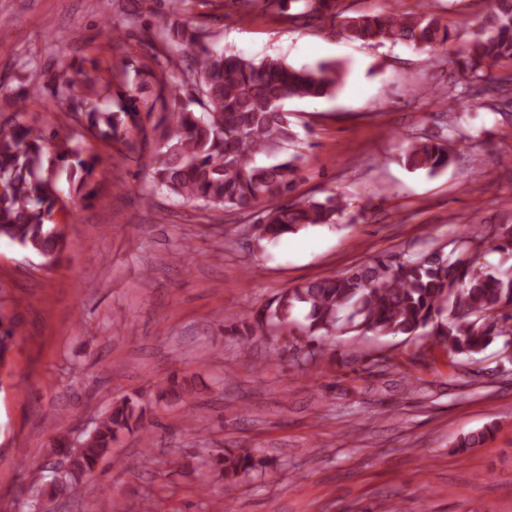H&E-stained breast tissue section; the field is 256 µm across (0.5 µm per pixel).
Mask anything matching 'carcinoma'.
I'll list each match as a JSON object with an SVG mask.
<instances>
[{
  "label": "carcinoma",
  "mask_w": 512,
  "mask_h": 512,
  "mask_svg": "<svg viewBox=\"0 0 512 512\" xmlns=\"http://www.w3.org/2000/svg\"><path fill=\"white\" fill-rule=\"evenodd\" d=\"M278 10L285 24L301 28L312 21L339 24L352 41L367 45L385 42L434 50L450 40L448 27L429 12L347 16L340 0H262ZM136 23L122 10L112 16V35ZM155 37L181 53L182 84L194 93L181 95L171 85L158 57L153 65L132 67L120 85L119 111L103 108L97 98L107 86L86 77L81 91L71 81L57 85L52 105L66 106L81 131L76 136L35 132L17 120L6 130L0 125V239L47 260H58L66 236L54 213L60 197L56 177L64 171L80 191L88 187L100 157L85 146L91 137L129 150L152 147V188L171 199L199 203L215 211L246 212L263 200L270 204L266 222L256 227L257 240L275 241L317 224H334L348 202L330 194L322 200L293 204L279 199L291 190L304 154L294 130L291 101L330 96L342 85L346 66L324 62L316 69L295 68L277 58L259 62L226 55L205 42L206 34L189 20L160 25ZM512 60V0H493L480 32L470 42L460 70L465 86L448 91L445 108L476 97L495 107L512 92V72L496 75L494 64ZM453 154L447 139L411 136L402 155L406 167L434 174L448 167ZM489 252L512 256V226L497 233L490 228L461 234L448 251L376 258L332 277L307 281L275 296L245 320L243 328L225 331L240 336V348L250 350L249 337L287 333L286 346L326 356V340L336 334L361 337L403 336L422 347L432 341L446 356H473L493 341L506 352L512 336V265L492 268L481 262ZM304 319L291 318L294 309ZM14 340L12 321L0 314V361ZM143 408L126 397L113 404L83 442L74 446L68 433L53 440V452L64 453L70 470L63 483L79 492L73 479L95 469L112 453L117 434L142 430L148 450L152 435L143 426ZM492 429L463 437L460 448H477ZM226 481L250 475L262 461L244 448H217L209 458Z\"/></svg>",
  "instance_id": "1"
}]
</instances>
